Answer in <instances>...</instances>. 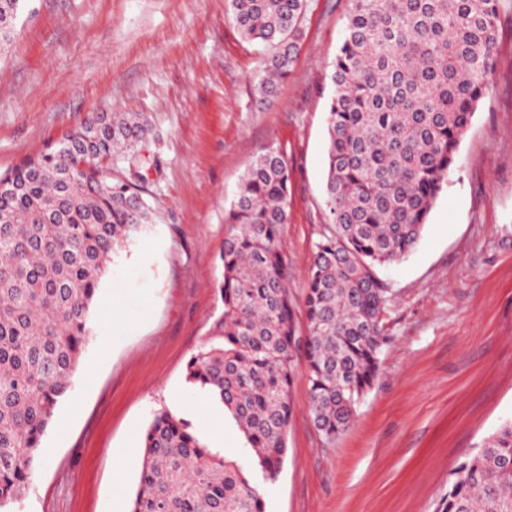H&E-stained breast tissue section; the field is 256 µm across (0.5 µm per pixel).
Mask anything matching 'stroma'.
Instances as JSON below:
<instances>
[{
	"label": "stroma",
	"instance_id": "stroma-1",
	"mask_svg": "<svg viewBox=\"0 0 512 512\" xmlns=\"http://www.w3.org/2000/svg\"><path fill=\"white\" fill-rule=\"evenodd\" d=\"M228 11V0H24L0 52V172L93 113H137L149 126L137 187L152 208L101 279L72 389L21 497L0 512H114L113 468L133 497L153 416L197 426L186 366L223 311L224 209L269 148L293 170L281 242L304 296L329 224L325 86L349 0H311L269 107L257 90L263 50ZM379 274L391 288L381 371L333 441L297 373L287 457L261 486L266 512H433L458 464L512 420V0H501L489 90L448 183L415 249Z\"/></svg>",
	"mask_w": 512,
	"mask_h": 512
}]
</instances>
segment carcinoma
I'll list each match as a JSON object with an SVG mask.
<instances>
[{
  "label": "carcinoma",
  "instance_id": "cac0c4a2",
  "mask_svg": "<svg viewBox=\"0 0 512 512\" xmlns=\"http://www.w3.org/2000/svg\"><path fill=\"white\" fill-rule=\"evenodd\" d=\"M21 0H0V43ZM500 0H350L327 99L325 210L306 274L308 336L297 335L281 230L291 168L273 149L246 167L226 210L223 312L187 381L224 405L250 469L272 481L287 454L296 354L303 350L317 430L346 431L380 370L389 284L378 268L416 246L490 85ZM309 0H229L240 36L263 48L261 103L296 59ZM88 150L63 145L0 174V507L17 500L68 393L98 285L119 248L149 226L112 159L135 152L141 118L107 114ZM131 512H265L237 460L209 450L164 410L143 438ZM436 512H512V422L452 472Z\"/></svg>",
  "mask_w": 512,
  "mask_h": 512
}]
</instances>
